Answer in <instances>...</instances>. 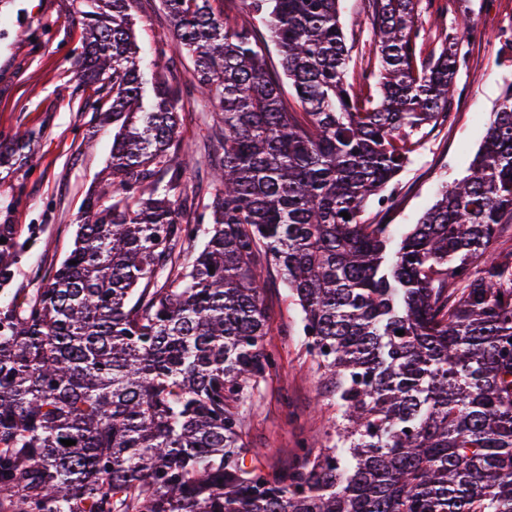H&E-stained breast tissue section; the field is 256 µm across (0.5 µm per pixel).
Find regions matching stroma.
<instances>
[{"mask_svg":"<svg viewBox=\"0 0 512 512\" xmlns=\"http://www.w3.org/2000/svg\"><path fill=\"white\" fill-rule=\"evenodd\" d=\"M424 54L459 42L465 55L449 111L451 122L426 128L410 164L386 191L390 204L370 202L364 219L409 231L436 200L443 181L466 175L494 112L512 84V41L492 50L502 28L512 26V0H419ZM79 0H0V225H16L0 279V303L23 302L41 286L72 247L87 192L111 160L112 128L80 111L83 88L74 81L80 57ZM340 20L355 50L368 52V0H339ZM136 42L146 72L184 88L194 80L188 56L174 68L159 64L158 39L170 29L160 0H133ZM208 109L196 103L182 111L181 138L195 157L185 178L208 187L212 179L201 144L213 132ZM29 138L15 152L17 133ZM277 367L260 382L246 406L248 463L264 468L292 463L302 445H327L336 419L335 397L297 333L298 308L278 273L263 292Z\"/></svg>","mask_w":512,"mask_h":512,"instance_id":"obj_1","label":"stroma"}]
</instances>
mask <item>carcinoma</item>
<instances>
[{
	"instance_id": "carcinoma-1",
	"label": "carcinoma",
	"mask_w": 512,
	"mask_h": 512,
	"mask_svg": "<svg viewBox=\"0 0 512 512\" xmlns=\"http://www.w3.org/2000/svg\"><path fill=\"white\" fill-rule=\"evenodd\" d=\"M81 2L75 78L112 125L111 162L69 254L0 307V512H512V251L493 248L512 220V93L395 243L366 204L448 121L460 59L454 42L421 57L419 0H372L378 64L360 73L339 0H250L301 120L254 25L163 0L218 128L201 204L183 92L141 70L131 0ZM272 268L336 423L270 470L245 463L242 408L276 368Z\"/></svg>"
}]
</instances>
